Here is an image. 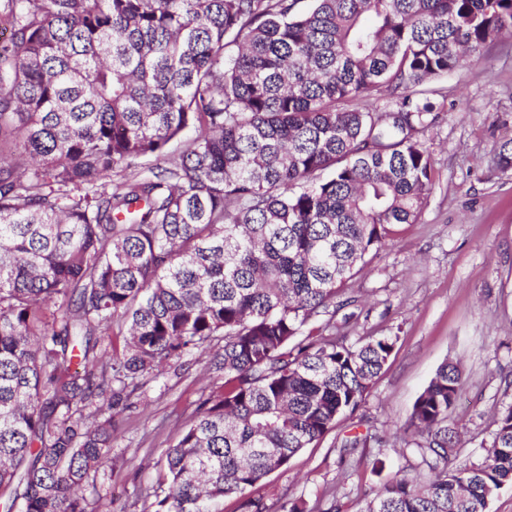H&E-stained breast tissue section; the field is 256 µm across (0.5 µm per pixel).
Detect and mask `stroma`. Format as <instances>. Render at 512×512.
Returning <instances> with one entry per match:
<instances>
[{
    "label": "stroma",
    "instance_id": "1",
    "mask_svg": "<svg viewBox=\"0 0 512 512\" xmlns=\"http://www.w3.org/2000/svg\"><path fill=\"white\" fill-rule=\"evenodd\" d=\"M437 112L418 138L433 160L432 186L415 223L344 286L333 320L348 342L392 335L395 350L356 413L269 474L256 493L280 512L303 500L363 512L383 480L374 469L418 478L419 457L400 440L412 405L444 360L460 362L463 385L449 421L462 427L458 460L478 463L495 411L512 403V169L495 149L512 138V35L487 43L474 64L431 84ZM207 356L172 364L148 382L136 408L117 418L112 463L82 494L96 512H148L166 483L163 452L207 385ZM374 440L342 456L345 436Z\"/></svg>",
    "mask_w": 512,
    "mask_h": 512
}]
</instances>
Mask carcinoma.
Returning a JSON list of instances; mask_svg holds the SVG:
<instances>
[{"mask_svg":"<svg viewBox=\"0 0 512 512\" xmlns=\"http://www.w3.org/2000/svg\"><path fill=\"white\" fill-rule=\"evenodd\" d=\"M0 0L3 512H92L115 417L196 354L212 387L154 512H217L353 415L395 349L315 326L417 219L433 161L426 85L512 33V0ZM381 92L379 110L359 101ZM193 132L179 159L142 167ZM224 339L216 348L212 342ZM445 361L364 512H488L512 485V404L479 464L448 428Z\"/></svg>","mask_w":512,"mask_h":512,"instance_id":"obj_1","label":"carcinoma"}]
</instances>
